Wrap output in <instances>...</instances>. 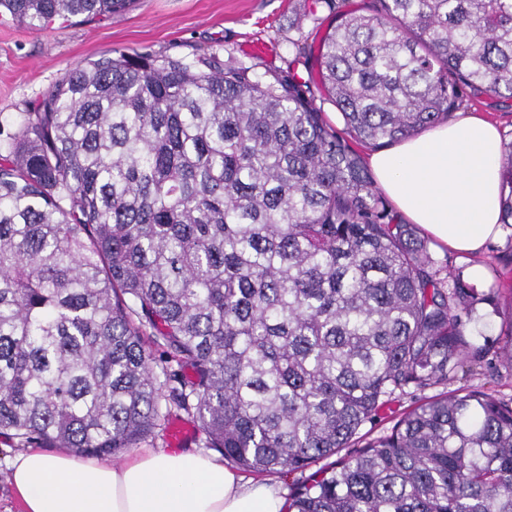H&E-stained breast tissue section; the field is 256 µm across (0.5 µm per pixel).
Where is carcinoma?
<instances>
[{"label": "carcinoma", "instance_id": "1", "mask_svg": "<svg viewBox=\"0 0 512 512\" xmlns=\"http://www.w3.org/2000/svg\"><path fill=\"white\" fill-rule=\"evenodd\" d=\"M376 2L320 36L316 81L114 49L24 114L0 149L1 436L117 459L176 409L247 471L336 457L288 512H512V402L426 395L491 352L466 323L501 293L433 257L315 103L384 148L463 86L511 100L512 0ZM133 3L0 10L37 29ZM500 206L512 228V143Z\"/></svg>", "mask_w": 512, "mask_h": 512}]
</instances>
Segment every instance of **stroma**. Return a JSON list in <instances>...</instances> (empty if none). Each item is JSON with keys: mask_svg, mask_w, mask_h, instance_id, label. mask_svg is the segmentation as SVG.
Returning a JSON list of instances; mask_svg holds the SVG:
<instances>
[{"mask_svg": "<svg viewBox=\"0 0 512 512\" xmlns=\"http://www.w3.org/2000/svg\"><path fill=\"white\" fill-rule=\"evenodd\" d=\"M364 0H135L107 19L54 22L43 30L19 25L0 13V142L34 111L66 70L114 49L180 56L215 57L254 67L267 75L309 78V50L337 13ZM459 111L476 112L495 123L503 142H512V102L499 103L460 89ZM492 287L512 290V236L489 243L480 259ZM480 387L495 398L512 400V367L481 364L458 372L449 390Z\"/></svg>", "mask_w": 512, "mask_h": 512, "instance_id": "1", "label": "stroma"}]
</instances>
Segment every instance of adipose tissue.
I'll use <instances>...</instances> for the list:
<instances>
[{
	"label": "adipose tissue",
	"instance_id": "1",
	"mask_svg": "<svg viewBox=\"0 0 512 512\" xmlns=\"http://www.w3.org/2000/svg\"><path fill=\"white\" fill-rule=\"evenodd\" d=\"M501 133L457 115L371 152L376 185L441 248L476 257L499 238ZM23 512H286L273 488L242 481L194 449H146L121 465L28 449L8 462Z\"/></svg>",
	"mask_w": 512,
	"mask_h": 512
}]
</instances>
